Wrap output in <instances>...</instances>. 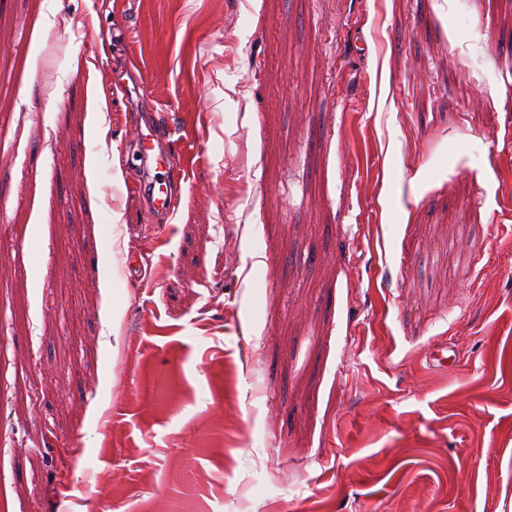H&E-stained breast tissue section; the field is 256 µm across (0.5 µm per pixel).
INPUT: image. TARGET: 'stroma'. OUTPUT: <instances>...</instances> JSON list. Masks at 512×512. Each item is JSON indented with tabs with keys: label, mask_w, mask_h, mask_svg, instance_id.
Segmentation results:
<instances>
[{
	"label": "stroma",
	"mask_w": 512,
	"mask_h": 512,
	"mask_svg": "<svg viewBox=\"0 0 512 512\" xmlns=\"http://www.w3.org/2000/svg\"><path fill=\"white\" fill-rule=\"evenodd\" d=\"M1 501L512 512V0H0ZM136 140L140 148V161L150 163L155 174L143 185L150 211L168 220L174 213L175 198L173 184L168 174L173 170V155L170 152L171 132L168 125L155 120L139 123L135 126ZM164 144L167 148H164ZM161 169L164 171H159Z\"/></svg>",
	"instance_id": "35a3bbf8"
}]
</instances>
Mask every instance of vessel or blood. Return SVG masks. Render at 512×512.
<instances>
[{"label": "vessel or blood", "instance_id": "obj_1", "mask_svg": "<svg viewBox=\"0 0 512 512\" xmlns=\"http://www.w3.org/2000/svg\"><path fill=\"white\" fill-rule=\"evenodd\" d=\"M136 132L140 160L155 170L151 180L143 185L149 208L157 216L170 218L175 208L173 184L168 177L173 169V155L168 148L171 132L168 126L153 120L137 124Z\"/></svg>", "mask_w": 512, "mask_h": 512}]
</instances>
